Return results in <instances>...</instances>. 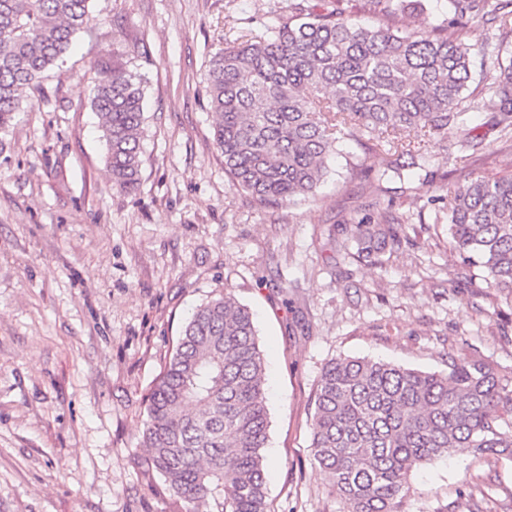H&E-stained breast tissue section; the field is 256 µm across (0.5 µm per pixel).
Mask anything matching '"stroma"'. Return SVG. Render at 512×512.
I'll use <instances>...</instances> for the list:
<instances>
[{"label":"stroma","mask_w":512,"mask_h":512,"mask_svg":"<svg viewBox=\"0 0 512 512\" xmlns=\"http://www.w3.org/2000/svg\"><path fill=\"white\" fill-rule=\"evenodd\" d=\"M63 64L0 131V512H184L139 468L145 396L191 311L250 307L264 351L272 512H344L310 449L314 393L340 356L424 371L479 361L512 376V297L448 250V190L512 171L474 74L476 138L414 155L336 145L315 196L263 206L224 171L205 95L228 39L288 0H92ZM121 63L144 85L141 173L113 187L92 86ZM402 174H395V166ZM400 241L359 254V220ZM406 512H512V461L469 451L414 471Z\"/></svg>","instance_id":"35a3bbf8"}]
</instances>
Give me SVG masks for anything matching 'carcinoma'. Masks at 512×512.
<instances>
[{
    "label": "carcinoma",
    "mask_w": 512,
    "mask_h": 512,
    "mask_svg": "<svg viewBox=\"0 0 512 512\" xmlns=\"http://www.w3.org/2000/svg\"><path fill=\"white\" fill-rule=\"evenodd\" d=\"M91 0H0V130L26 93L92 21ZM288 0V21L227 40L208 61L207 104L224 171L261 204L309 196L327 174L338 136L467 127L463 93L480 59L482 91L512 129V58L491 34L477 44L461 31L491 17L512 26L503 0H362L382 16L416 12L420 29L368 27L336 8ZM144 94L119 64L99 72V117L113 186L135 188ZM448 243L460 263L512 294V173L456 187ZM380 243L391 224L355 225ZM265 364L248 309L229 293L198 306L146 395L142 465L159 474L186 512H271L264 467L269 413ZM311 448L347 512H406L408 478L436 457L468 448L512 458V378L477 362L426 372L380 360L340 357L323 368Z\"/></svg>",
    "instance_id": "carcinoma-1"
}]
</instances>
